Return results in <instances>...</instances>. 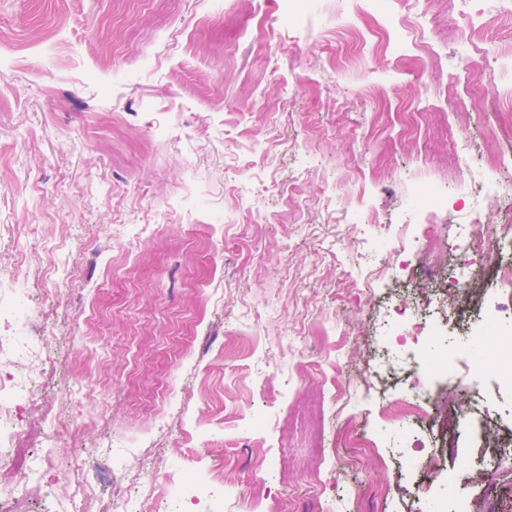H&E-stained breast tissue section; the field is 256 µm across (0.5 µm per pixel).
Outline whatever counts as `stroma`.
<instances>
[{
  "instance_id": "35a3bbf8",
  "label": "stroma",
  "mask_w": 512,
  "mask_h": 512,
  "mask_svg": "<svg viewBox=\"0 0 512 512\" xmlns=\"http://www.w3.org/2000/svg\"><path fill=\"white\" fill-rule=\"evenodd\" d=\"M0 0V34L25 50L0 66V267L29 289L61 381L85 392L99 457L152 439L91 480L100 507L133 473L185 447L224 479V512H414L424 474L400 473L402 436L383 419L380 382L405 351L382 335L390 304L434 293L422 256L382 262L411 183L439 179L454 124L447 88L473 106L461 179L512 109L478 111L489 70H464L455 43L396 45L446 0H394L393 27L354 0H324L285 27L288 0ZM474 0L451 22L481 49L512 41V20ZM277 27L279 54L255 43ZM65 62L33 82L45 38ZM473 197L448 194L420 233H457ZM376 216L373 224L363 223ZM388 271H381V264ZM433 388L480 391L482 415L512 421L498 373ZM354 399L343 398L346 384ZM255 414L271 432L256 437Z\"/></svg>"
}]
</instances>
